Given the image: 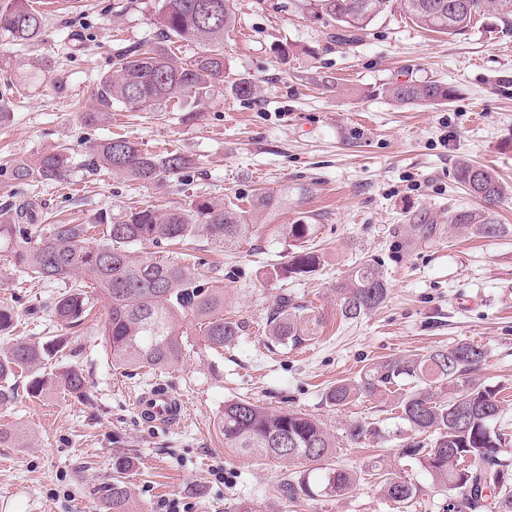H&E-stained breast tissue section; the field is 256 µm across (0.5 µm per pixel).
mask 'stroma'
<instances>
[{
    "label": "stroma",
    "mask_w": 512,
    "mask_h": 512,
    "mask_svg": "<svg viewBox=\"0 0 512 512\" xmlns=\"http://www.w3.org/2000/svg\"><path fill=\"white\" fill-rule=\"evenodd\" d=\"M46 17L44 40L25 48L0 40V71L16 89L0 121V165L60 144L83 159L89 145L124 136L146 152L191 156L186 176L142 186L74 167L64 184L29 186L0 172V207L23 199L40 205L38 223H81L98 210L153 205L167 209L205 193L245 204L257 190L287 193L275 214L254 216V235L227 249L203 237L187 244H143L142 256L182 260L201 272L219 268L224 315L244 331L223 353L194 341L178 362L153 371L113 367L100 343L108 303L74 329L60 325L52 301L64 284L45 287L0 251V306L15 315L0 349L19 338L60 337L89 381L85 396L39 397L26 380L6 385L0 429V512H107L104 489L112 462H130L132 512H401L380 492L374 462L416 482L408 512H442L444 492L401 450L414 433L394 396L330 407L325 394L387 358H419L458 342L483 346L475 378L498 393L499 421L512 428V233L482 237L448 229V213L479 203L454 180L460 161L493 170L512 186V32L491 11L465 34L448 37L417 26L400 9L375 19L353 42L337 39L328 19L299 0H238L225 41L231 73L249 79L240 98L225 83L198 101L172 99L156 112L113 104L108 120L84 125L97 78L113 71L117 48L161 38L155 0H33ZM412 79L452 87L446 105H399L378 95L386 83ZM311 217L309 243L321 264L287 276L282 227ZM378 259L388 284L385 303L348 322L336 286L364 258ZM322 320L315 340L290 348L268 339L265 323L282 297ZM185 403L181 419L146 425L133 399L155 383ZM290 408L320 420L339 444L335 463L358 474L340 497L289 500L288 474L272 458L225 449L217 420L229 400ZM379 436L350 442L354 421Z\"/></svg>",
    "instance_id": "obj_1"
}]
</instances>
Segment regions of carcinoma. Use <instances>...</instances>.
I'll return each instance as SVG.
<instances>
[{"label":"carcinoma","mask_w":512,"mask_h":512,"mask_svg":"<svg viewBox=\"0 0 512 512\" xmlns=\"http://www.w3.org/2000/svg\"><path fill=\"white\" fill-rule=\"evenodd\" d=\"M308 0L315 12L353 38L377 17L399 5L416 24L435 33L456 36L473 26L474 19L494 0ZM156 22L165 41L197 42L201 49L186 61L173 59L161 46L139 45L114 57L116 76L98 79L94 90L97 111L83 113L87 124H97L121 103L131 111L152 112L175 94L199 98L217 81L229 80L241 97L254 85L230 78L224 62V36L234 30L236 0H158ZM43 13L30 0H0V36L17 45L31 44L44 32ZM389 100L403 105L445 104L453 90L436 82H391L382 88ZM72 156L64 147L45 148L29 158L14 160L9 168L16 183L47 184L68 177ZM87 176L106 169L144 185L165 177H179L194 168L191 157L175 153H149L126 137L108 138L87 148L81 162ZM456 182L487 208L448 212V227H465L482 237L511 233L512 226L495 220L492 206L506 189L490 169L461 162ZM255 225L250 212L221 205L197 194L164 213L150 206L130 207L120 213L97 211L83 223L36 224L32 205L0 209V249L11 254L14 265L42 283L79 282L55 299L56 319L76 327L90 314L85 289L99 291L109 305L100 329L102 347L115 367L157 369L178 361L198 336L208 348L219 351L242 335L241 322L224 317V292L190 272V267L164 259L142 257L134 247L176 244L204 237L233 248L251 237ZM96 232L95 238L90 232ZM318 231L301 218L286 225L289 242L288 272L306 274L318 257L304 243ZM387 282L375 258L353 268L337 286L339 311L354 321L379 308L386 300ZM321 320L300 304L284 297L268 317V332L282 345L293 347L315 339ZM71 355L58 338L45 341L19 339L0 350V383L29 379V390L39 396L60 389L71 395L86 392L87 378L77 365H60ZM484 347L459 342L423 358H391L374 362L359 376L336 382L326 392V402L340 410L359 398L391 392L406 381L412 387L399 393L400 418L415 432L433 436L402 449L416 460L433 485L448 493L443 512H512V463L507 456L512 434L497 426L500 404L497 392L469 377L485 360ZM57 371H47V367ZM224 447L277 459L288 466L284 491L291 500L325 495L343 496L356 482L355 473L334 467L336 440L323 423L293 409L270 410L246 400L224 403L218 423ZM371 422L347 426V438L359 441L373 436ZM130 462L117 459L118 473L107 486L108 512H129V486L122 479ZM381 491L389 500L407 505L420 487L403 475L383 474Z\"/></svg>","instance_id":"carcinoma-1"}]
</instances>
